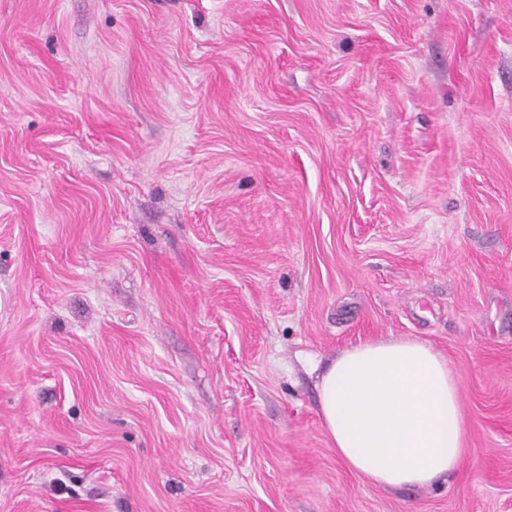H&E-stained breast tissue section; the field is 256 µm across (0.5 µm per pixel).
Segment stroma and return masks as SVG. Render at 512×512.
Listing matches in <instances>:
<instances>
[{
	"instance_id": "1",
	"label": "stroma",
	"mask_w": 512,
	"mask_h": 512,
	"mask_svg": "<svg viewBox=\"0 0 512 512\" xmlns=\"http://www.w3.org/2000/svg\"><path fill=\"white\" fill-rule=\"evenodd\" d=\"M409 337L389 489L317 382ZM0 512H512V0H0ZM317 387L337 452L373 483L424 486L457 470L465 448L456 375L425 343L353 345L331 361Z\"/></svg>"
}]
</instances>
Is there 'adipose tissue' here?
Returning a JSON list of instances; mask_svg holds the SVG:
<instances>
[{
    "label": "adipose tissue",
    "instance_id": "adipose-tissue-1",
    "mask_svg": "<svg viewBox=\"0 0 512 512\" xmlns=\"http://www.w3.org/2000/svg\"><path fill=\"white\" fill-rule=\"evenodd\" d=\"M318 393L337 452L373 483L424 486L457 470L465 448L456 375L425 343L353 345L328 365Z\"/></svg>",
    "mask_w": 512,
    "mask_h": 512
}]
</instances>
